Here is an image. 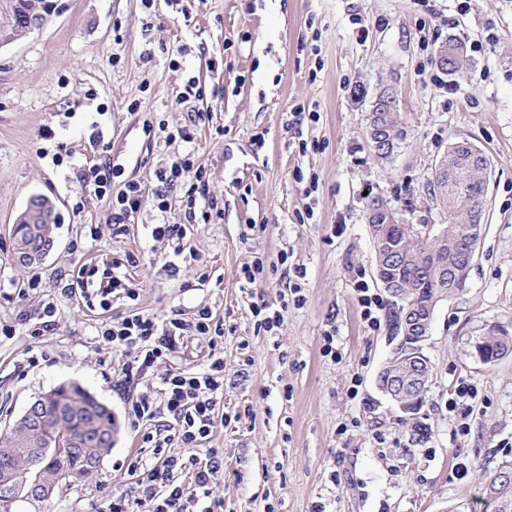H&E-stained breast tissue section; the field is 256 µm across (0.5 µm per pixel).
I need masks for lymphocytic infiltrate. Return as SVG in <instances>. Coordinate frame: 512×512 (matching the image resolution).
Returning a JSON list of instances; mask_svg holds the SVG:
<instances>
[{
	"mask_svg": "<svg viewBox=\"0 0 512 512\" xmlns=\"http://www.w3.org/2000/svg\"><path fill=\"white\" fill-rule=\"evenodd\" d=\"M119 175V167L108 158L77 171L80 180L92 185L96 199L108 200L116 225L125 223L140 210L149 191L157 199L158 210H166L167 190L178 182L187 186L188 207H195L200 197L207 199L210 209L218 207L216 200L209 197L204 167L196 165L188 155L170 170L159 171V185L154 189L141 181H120ZM66 288L80 290L86 302H98L103 309L108 307L113 293H123L131 300L138 297L137 289L113 266L102 271L80 266ZM101 336L113 348L127 354L123 374L128 380L163 363L179 337H208L212 352L203 370L167 373L158 388L147 390L133 404L129 412L133 423L152 419L161 407L166 409L171 422L166 431L142 434L141 443L144 449H150V456L140 452L130 457L126 466L128 490L114 493L100 512H224L223 501L211 494L221 472L219 450L210 448L203 455L186 458L170 452L173 442L189 446L207 439L218 423L224 395V355L217 347L224 341L223 322L214 320L205 308L189 322L134 313L104 325Z\"/></svg>",
	"mask_w": 512,
	"mask_h": 512,
	"instance_id": "f902f5d3",
	"label": "lymphocytic infiltrate"
}]
</instances>
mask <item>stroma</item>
Here are the masks:
<instances>
[{"label": "stroma", "mask_w": 512, "mask_h": 512, "mask_svg": "<svg viewBox=\"0 0 512 512\" xmlns=\"http://www.w3.org/2000/svg\"><path fill=\"white\" fill-rule=\"evenodd\" d=\"M58 3L47 27L0 52V327L12 330L0 334V431L38 394L75 382L111 409L119 432L93 478L43 502L16 498L11 512H99L126 488L123 462L139 446L129 408L162 373L201 368L210 347L207 337H180L164 364L125 386L127 357L100 327L134 312L187 321L203 307L224 322L231 420L205 444L171 451L222 449L212 495L224 512H494L485 482L512 460V354L486 364L473 343L493 329L512 334V0ZM451 36L469 48L462 78L434 63ZM192 82L203 98L180 104ZM385 87L398 93L406 137L380 161L366 118ZM181 127L192 142L167 139ZM457 138L491 160L488 208L465 288L435 309L424 345L434 375L420 412L428 435L416 442L377 386L392 356L395 301L375 275L366 208L376 196L404 223H446L427 179ZM189 152L221 215L189 218L177 186L167 212L146 194L116 232L107 201L76 176L107 154L124 179L152 184ZM312 176L319 187L309 195ZM34 194L55 206L57 246L20 266L9 228ZM158 224L185 235L154 237ZM258 257L285 259L302 303L283 302V272L245 282ZM116 261L137 300L117 295L104 310L61 284L81 265ZM34 275L41 284L27 290ZM361 280L383 295L380 329L361 315ZM49 304L51 330L32 335ZM257 304L285 308L276 332L259 331ZM462 382L477 396L449 411Z\"/></svg>", "instance_id": "35a3bbf8"}]
</instances>
